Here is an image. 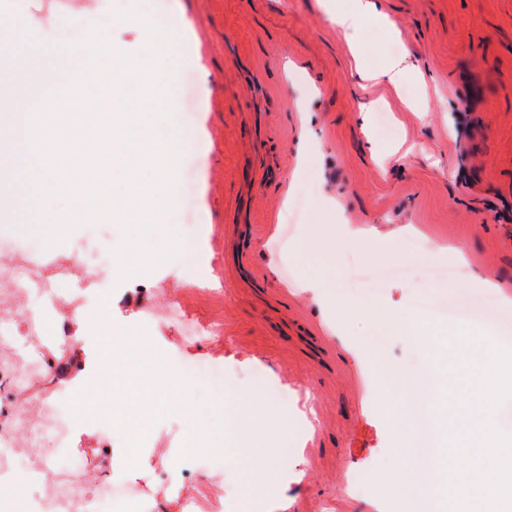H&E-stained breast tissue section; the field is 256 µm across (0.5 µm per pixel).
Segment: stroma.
Instances as JSON below:
<instances>
[{"label":"stroma","mask_w":512,"mask_h":512,"mask_svg":"<svg viewBox=\"0 0 512 512\" xmlns=\"http://www.w3.org/2000/svg\"><path fill=\"white\" fill-rule=\"evenodd\" d=\"M52 2L71 34L108 18L130 51L148 40L137 22L112 18L113 0H97L93 19ZM378 5L394 31L366 26L357 56L317 0H124L179 41L172 89L188 144L177 173L193 175L210 213L216 285H192L197 253L183 249L122 282L107 269L98 287L69 279L56 289L86 301L71 356L115 352L81 380L83 447L104 428L113 450L125 448L139 418L132 406L112 410L113 363L185 408L156 414L139 443L165 512H220L250 453L256 468L293 475L258 495L256 512H409L422 475L406 465V407L461 389L391 317L453 329L439 304L491 294L512 323V0ZM402 54L422 82L360 90V67ZM362 92L378 105L365 118ZM424 93L431 111H414ZM351 226L363 234L355 248ZM104 321L141 338L114 348L96 332ZM196 359L223 361V394L166 386ZM228 395L257 400L260 448L225 432ZM193 429L192 460L207 471L183 501L156 476ZM358 474L372 476L369 489L352 487Z\"/></svg>","instance_id":"obj_1"}]
</instances>
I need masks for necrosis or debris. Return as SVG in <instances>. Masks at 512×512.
Segmentation results:
<instances>
[{
  "instance_id": "necrosis-or-debris-1",
  "label": "necrosis or debris",
  "mask_w": 512,
  "mask_h": 512,
  "mask_svg": "<svg viewBox=\"0 0 512 512\" xmlns=\"http://www.w3.org/2000/svg\"><path fill=\"white\" fill-rule=\"evenodd\" d=\"M108 259L103 251L77 249L45 263L40 252L0 240V483L19 471L27 474L33 495L22 512H112L129 497L138 499L140 512H163L131 482L95 468V458L112 453L106 432H96L92 450L74 447L81 394L55 380L61 357L75 343L71 329L84 301H50L52 288L71 273L92 282ZM47 301L58 317L50 342L39 310Z\"/></svg>"
}]
</instances>
